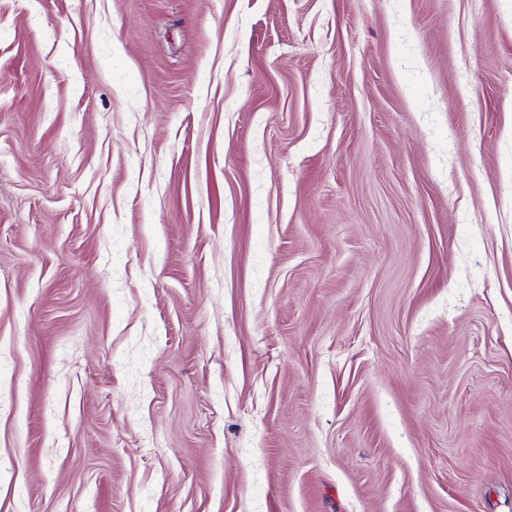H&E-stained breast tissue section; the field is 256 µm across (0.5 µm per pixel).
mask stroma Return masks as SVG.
<instances>
[{
    "mask_svg": "<svg viewBox=\"0 0 512 512\" xmlns=\"http://www.w3.org/2000/svg\"><path fill=\"white\" fill-rule=\"evenodd\" d=\"M0 512H512V0H0Z\"/></svg>",
    "mask_w": 512,
    "mask_h": 512,
    "instance_id": "35a3bbf8",
    "label": "stroma"
}]
</instances>
